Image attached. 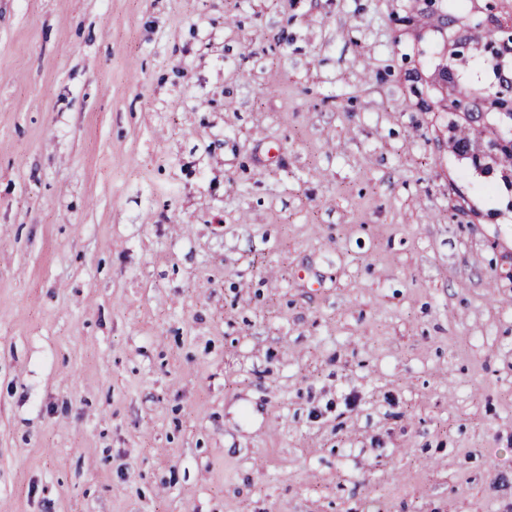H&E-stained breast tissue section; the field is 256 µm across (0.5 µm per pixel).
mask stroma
<instances>
[{"instance_id":"obj_1","label":"stroma","mask_w":512,"mask_h":512,"mask_svg":"<svg viewBox=\"0 0 512 512\" xmlns=\"http://www.w3.org/2000/svg\"><path fill=\"white\" fill-rule=\"evenodd\" d=\"M412 0H0V512H512V189Z\"/></svg>"}]
</instances>
